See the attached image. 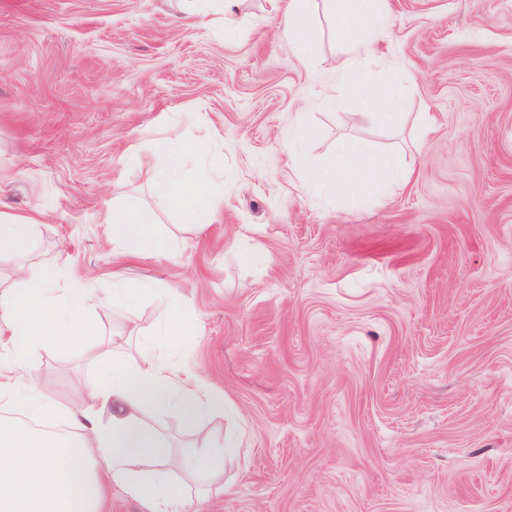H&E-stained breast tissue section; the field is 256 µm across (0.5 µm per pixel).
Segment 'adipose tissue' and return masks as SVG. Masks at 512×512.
I'll use <instances>...</instances> for the list:
<instances>
[{
  "label": "adipose tissue",
  "mask_w": 512,
  "mask_h": 512,
  "mask_svg": "<svg viewBox=\"0 0 512 512\" xmlns=\"http://www.w3.org/2000/svg\"><path fill=\"white\" fill-rule=\"evenodd\" d=\"M328 11L351 50L368 53L366 32L382 28L384 8L374 0H327ZM153 152L165 161L151 169L155 194L179 206L186 216L206 209L220 213L224 197L204 193L207 173L223 162L209 143L185 148L180 135L159 140ZM294 166L308 185L332 194H351L363 183L388 194L407 178L405 162L394 151L374 153L360 141L346 142L326 164L294 151ZM104 222L113 244L137 242L144 257L168 256L170 244L156 236L148 219L134 207L107 212ZM32 230L25 219L0 212V248L18 260L22 289L0 291V407L19 410L30 422L52 421L58 405L24 373L31 357L58 347L85 350L102 335L94 317L101 303L113 313L134 315L144 290L138 285L113 289L101 297L88 288L61 286L57 267L31 270L26 242ZM176 414L197 426L224 409V395L200 375L180 374L166 360L138 363L113 356L87 393L70 409L69 434L30 429L0 418V512H103L108 493L121 490L146 512H186L189 484L203 494L224 490L227 449L240 445L236 427H228L223 447L204 443L193 455L164 452L159 434L148 428L145 410Z\"/></svg>",
  "instance_id": "1"
}]
</instances>
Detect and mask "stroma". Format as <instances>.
Returning <instances> with one entry per match:
<instances>
[{
  "label": "stroma",
  "mask_w": 512,
  "mask_h": 512,
  "mask_svg": "<svg viewBox=\"0 0 512 512\" xmlns=\"http://www.w3.org/2000/svg\"><path fill=\"white\" fill-rule=\"evenodd\" d=\"M289 0H0V212L36 217L33 263L102 294L148 287L123 354L163 350L170 306L191 313L176 364L222 391L243 433L227 492L202 512H512V0H388L372 55L352 54L307 0L298 58ZM397 76L388 123L342 104L354 73ZM316 163L339 143L401 151L406 184L362 199L307 188L294 120ZM178 127L218 145V217L184 222L142 164ZM136 205L166 258L113 246L111 207ZM94 354L35 353L29 376L67 422ZM166 451L205 431L147 412ZM282 33L294 43L296 52L302 58L308 56L313 43V35L307 27L303 14L294 6L288 8L279 20Z\"/></svg>",
  "instance_id": "stroma-1"
}]
</instances>
